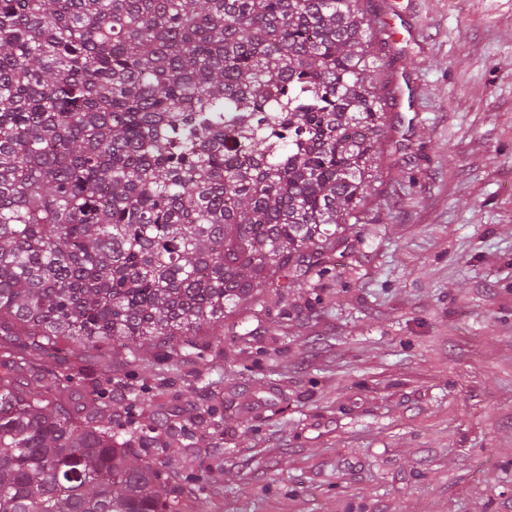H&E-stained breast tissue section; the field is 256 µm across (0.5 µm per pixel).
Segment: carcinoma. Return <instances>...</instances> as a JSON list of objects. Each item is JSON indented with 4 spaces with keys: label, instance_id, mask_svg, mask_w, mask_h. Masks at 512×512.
Listing matches in <instances>:
<instances>
[{
    "label": "carcinoma",
    "instance_id": "carcinoma-1",
    "mask_svg": "<svg viewBox=\"0 0 512 512\" xmlns=\"http://www.w3.org/2000/svg\"><path fill=\"white\" fill-rule=\"evenodd\" d=\"M390 46L362 0H0V512H187L224 395L172 388L366 223Z\"/></svg>",
    "mask_w": 512,
    "mask_h": 512
}]
</instances>
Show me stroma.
<instances>
[{
    "instance_id": "1",
    "label": "stroma",
    "mask_w": 512,
    "mask_h": 512,
    "mask_svg": "<svg viewBox=\"0 0 512 512\" xmlns=\"http://www.w3.org/2000/svg\"><path fill=\"white\" fill-rule=\"evenodd\" d=\"M406 68L341 266L257 295L209 373L208 512H512V0H383Z\"/></svg>"
}]
</instances>
